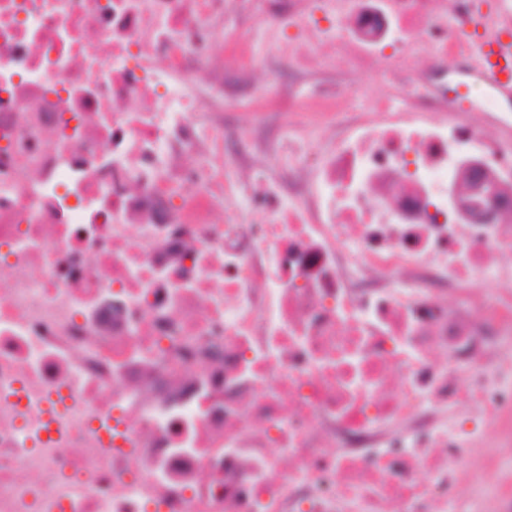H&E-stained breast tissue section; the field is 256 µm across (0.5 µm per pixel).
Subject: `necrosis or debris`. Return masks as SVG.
Masks as SVG:
<instances>
[{"mask_svg":"<svg viewBox=\"0 0 512 512\" xmlns=\"http://www.w3.org/2000/svg\"><path fill=\"white\" fill-rule=\"evenodd\" d=\"M468 12L0 0V512H512V113L224 117L238 18L333 105L300 43L452 56ZM71 401L72 396L69 393L60 392L50 398L39 428V442L49 444L61 440L63 427L58 418V411Z\"/></svg>","mask_w":512,"mask_h":512,"instance_id":"4bbe7bcc","label":"necrosis or debris"}]
</instances>
